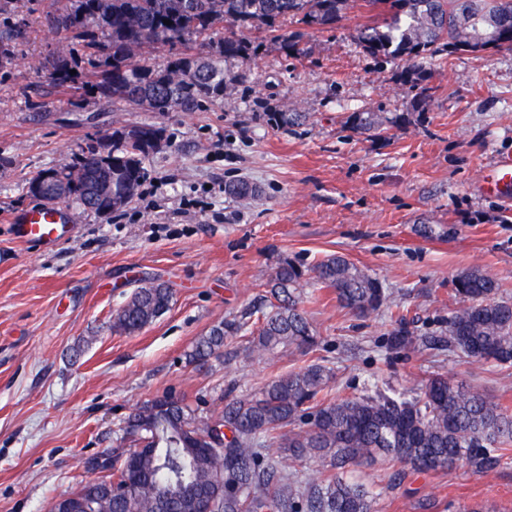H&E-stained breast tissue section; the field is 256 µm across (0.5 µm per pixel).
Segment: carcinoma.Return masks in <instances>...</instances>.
Instances as JSON below:
<instances>
[{"label": "carcinoma", "mask_w": 512, "mask_h": 512, "mask_svg": "<svg viewBox=\"0 0 512 512\" xmlns=\"http://www.w3.org/2000/svg\"><path fill=\"white\" fill-rule=\"evenodd\" d=\"M386 16L384 27L368 26L357 36L362 52L377 60L405 61L403 84L420 90L429 59L454 52L459 43L492 44L512 52V0H365ZM350 0H69L48 16L54 32L84 39L89 63L105 58L106 69L93 82L104 105L123 101L153 112H198L224 95L226 65L248 60L246 29L273 33L288 19L308 28L333 29ZM171 24L166 25L164 21ZM106 34L96 39L94 30ZM227 29L221 38L216 35ZM305 32L278 34L288 56H299ZM156 44L179 48L164 67L142 57ZM69 45L53 52L49 82H74ZM384 121L371 112H353L354 130L381 134ZM136 140L112 132V161L96 158L95 147L76 162L60 167L86 182L110 179L112 210L129 204L145 179V160L155 152L162 130L137 126ZM330 288L336 301L360 317L385 308L395 319L390 343L413 344L400 306L382 284L342 256H329L310 268L282 259L268 281L271 302L258 309L259 326L249 331L247 350L264 356L280 348L306 355L319 340L303 303L309 283ZM498 283L479 270L458 276L455 292L464 305L448 316V350L465 358L512 364V301L496 298ZM173 289L151 281L136 288L112 315V329L134 334L169 308ZM243 331L230 323L195 342L188 360L199 367L224 353L226 340ZM199 397L191 407L184 396L168 391L135 409L125 432L141 431L143 449L132 455L112 452V464L87 470L74 496L110 492L97 512H194L214 499L217 512H374L376 496L353 482L347 469L375 463L382 455L403 465L397 473L443 472L464 460L476 474L512 460V414L500 403L462 383L428 376L415 395L377 389L345 397L333 391L332 369L310 363L271 377L242 397L224 395L219 412L203 416ZM321 462L318 475L303 479L295 463Z\"/></svg>", "instance_id": "cac0c4a2"}]
</instances>
